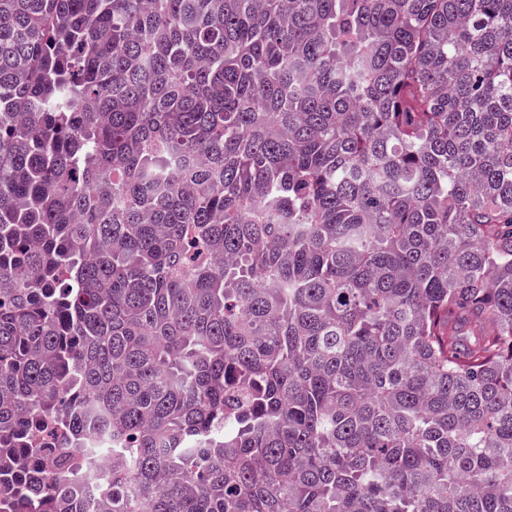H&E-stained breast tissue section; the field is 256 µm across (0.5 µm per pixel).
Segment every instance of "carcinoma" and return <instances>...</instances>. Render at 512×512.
<instances>
[{
    "instance_id": "cac0c4a2",
    "label": "carcinoma",
    "mask_w": 512,
    "mask_h": 512,
    "mask_svg": "<svg viewBox=\"0 0 512 512\" xmlns=\"http://www.w3.org/2000/svg\"><path fill=\"white\" fill-rule=\"evenodd\" d=\"M512 512V0H0V512Z\"/></svg>"
}]
</instances>
